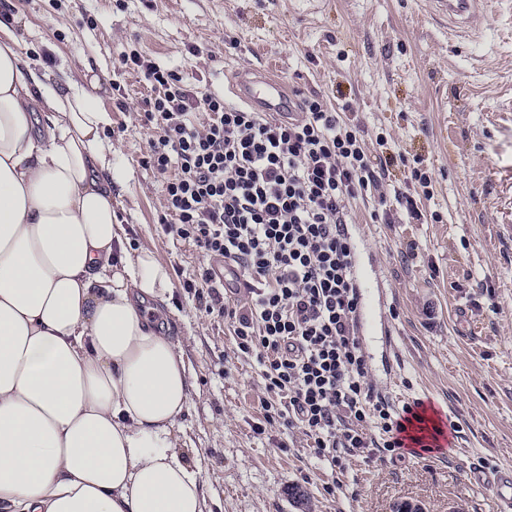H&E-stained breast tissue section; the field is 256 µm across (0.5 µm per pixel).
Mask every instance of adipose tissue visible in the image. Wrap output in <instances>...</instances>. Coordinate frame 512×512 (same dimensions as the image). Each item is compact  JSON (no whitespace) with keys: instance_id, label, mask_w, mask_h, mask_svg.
I'll use <instances>...</instances> for the list:
<instances>
[{"instance_id":"obj_1","label":"adipose tissue","mask_w":512,"mask_h":512,"mask_svg":"<svg viewBox=\"0 0 512 512\" xmlns=\"http://www.w3.org/2000/svg\"><path fill=\"white\" fill-rule=\"evenodd\" d=\"M110 122L0 23V512L206 510L173 436L187 366L144 306L172 276L112 208Z\"/></svg>"}]
</instances>
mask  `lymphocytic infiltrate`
Wrapping results in <instances>:
<instances>
[{
	"label": "lymphocytic infiltrate",
	"instance_id": "1",
	"mask_svg": "<svg viewBox=\"0 0 512 512\" xmlns=\"http://www.w3.org/2000/svg\"><path fill=\"white\" fill-rule=\"evenodd\" d=\"M133 66L152 90L145 118L158 137L145 164L164 181L159 221L246 281L242 296L224 297L208 266L196 297L240 351L256 353L268 416L333 470L350 457L403 456L402 409L366 385L347 224L351 200L380 193L404 156H373L319 95L275 118L197 91L139 53L118 69Z\"/></svg>",
	"mask_w": 512,
	"mask_h": 512
}]
</instances>
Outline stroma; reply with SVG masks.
<instances>
[{"label":"stroma","mask_w":512,"mask_h":512,"mask_svg":"<svg viewBox=\"0 0 512 512\" xmlns=\"http://www.w3.org/2000/svg\"><path fill=\"white\" fill-rule=\"evenodd\" d=\"M4 17L50 83L85 64L84 86L111 116L103 135L122 175L112 205L131 246L152 250L172 275L154 321L184 351L190 398L174 435L209 512H395L405 501L424 512H496L467 472L512 468V238L499 233L512 225V9L457 40L431 0H0ZM135 49L226 96L239 72L277 61L290 94L329 97L374 154L405 156L386 182L415 195L423 223L397 210L377 224L373 199L350 204L356 252L384 275L383 315L401 354L386 376L367 339V383L398 406L433 397L457 426L455 454L355 457L334 476L300 433L266 420L255 356L187 287L207 257L158 222L163 180L143 163L157 137L144 117L150 87L140 70L113 73ZM414 167L430 176L432 197L411 182Z\"/></svg>","instance_id":"stroma-1"}]
</instances>
